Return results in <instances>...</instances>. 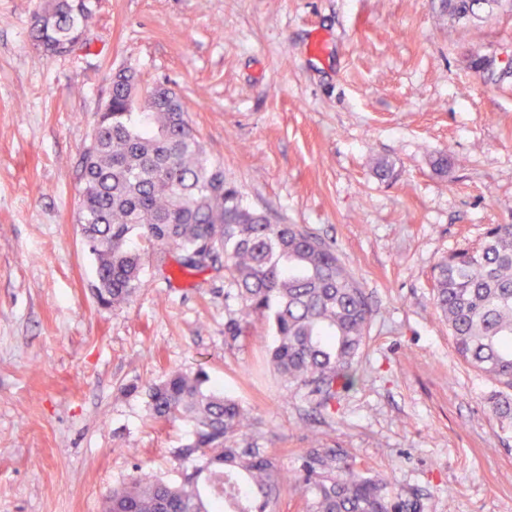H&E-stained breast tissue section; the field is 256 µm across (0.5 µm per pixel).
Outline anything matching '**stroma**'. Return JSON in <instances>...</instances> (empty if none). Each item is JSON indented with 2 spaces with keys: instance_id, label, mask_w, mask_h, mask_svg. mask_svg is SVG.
<instances>
[{
  "instance_id": "obj_1",
  "label": "stroma",
  "mask_w": 512,
  "mask_h": 512,
  "mask_svg": "<svg viewBox=\"0 0 512 512\" xmlns=\"http://www.w3.org/2000/svg\"><path fill=\"white\" fill-rule=\"evenodd\" d=\"M87 2L81 43L50 58L30 36L44 0H0V512H101L139 474L179 481L189 426L156 421L146 388L200 369L284 470L341 448L389 502L512 512V430L430 288L448 252L512 224V0L467 24L438 0ZM122 69L177 91L246 205L331 242L360 277L374 314L352 387L284 389L267 325L225 343L223 269H180L178 252L147 258L128 303L97 302L81 152Z\"/></svg>"
}]
</instances>
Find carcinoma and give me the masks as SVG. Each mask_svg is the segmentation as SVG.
Listing matches in <instances>:
<instances>
[{"mask_svg": "<svg viewBox=\"0 0 512 512\" xmlns=\"http://www.w3.org/2000/svg\"><path fill=\"white\" fill-rule=\"evenodd\" d=\"M478 0H441L458 22L479 14ZM89 17L86 0H48L31 33L49 56L70 51ZM141 80L121 70L82 152L81 223L96 262L93 294L128 303L147 281L145 248H173L182 268H224L237 315L224 323L235 342L256 321L275 336L269 367L285 387L325 398L349 388L366 344L372 304L336 248L298 224H274L244 206L198 140L177 95H139ZM147 247L134 245V239ZM432 299L448 322L454 350L496 386L493 409L512 424V224H493L477 247L452 251L436 266ZM200 370L167 373L149 385L148 406L162 422L192 426L183 460L199 464L178 483L139 476L103 497L102 512H266L285 481L278 459L247 430L239 401L208 385ZM341 453L313 448L290 481L307 494L306 512H407L392 505L381 480L339 466Z\"/></svg>", "mask_w": 512, "mask_h": 512, "instance_id": "cac0c4a2", "label": "carcinoma"}]
</instances>
